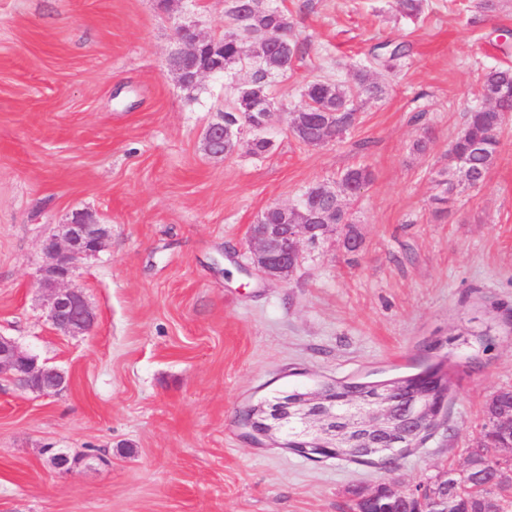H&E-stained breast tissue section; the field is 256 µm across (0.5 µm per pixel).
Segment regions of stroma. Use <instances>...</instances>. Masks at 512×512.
Returning a JSON list of instances; mask_svg holds the SVG:
<instances>
[{"mask_svg": "<svg viewBox=\"0 0 512 512\" xmlns=\"http://www.w3.org/2000/svg\"><path fill=\"white\" fill-rule=\"evenodd\" d=\"M271 3L306 43L270 80L280 112L310 81L348 82L380 44L410 55L375 69L384 92L342 138L308 147L282 120L269 154L216 159L203 132L252 69L188 90L168 58L180 23L222 37L227 0H0V336L65 376L48 397L0 377V512H345L353 487L408 492L462 468L485 401L512 387V119L485 183L439 199L484 73L512 66V0H426L415 17L398 0ZM359 165L374 180L346 203L358 250L333 233L302 242L289 280L250 272L248 229L268 206ZM78 213L110 233L73 280L96 325L65 336L36 271ZM442 359L445 423L391 467L244 437L242 409L288 387Z\"/></svg>", "mask_w": 512, "mask_h": 512, "instance_id": "stroma-1", "label": "stroma"}]
</instances>
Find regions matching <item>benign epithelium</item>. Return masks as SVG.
<instances>
[{"instance_id":"benign-epithelium-1","label":"benign epithelium","mask_w":512,"mask_h":512,"mask_svg":"<svg viewBox=\"0 0 512 512\" xmlns=\"http://www.w3.org/2000/svg\"><path fill=\"white\" fill-rule=\"evenodd\" d=\"M179 50L169 61L178 78L191 73L192 81L224 71V40L207 38L194 23L177 26ZM314 126L330 134L336 130V113H293L290 132L300 133ZM243 128L232 129L216 122L206 130L204 149L216 158H224V139L241 137ZM282 223L264 224L257 221L259 231H250L252 261L257 270L273 280H288L300 259L301 240L311 235L310 225L298 224L292 206L275 205ZM109 231L83 213L75 214L68 224H60L54 234L42 241L46 261L38 269V283L47 298V318L56 332L77 336L90 331L96 321L95 310L83 292L71 285L82 261L101 252ZM50 368L38 363L36 357L11 340L0 341V374L7 376L21 392L48 396L60 390L65 377L47 384ZM431 419V409L425 396L415 394L401 399L394 390L351 397L346 411L336 412L335 402L325 389L308 390L296 400L283 394L265 408L264 438L281 448H288V424L299 429V436L317 444L306 452L313 458L327 453L336 456V449L352 457L390 459V449L406 447L411 435L425 427ZM448 478L441 479L430 489L431 512H449Z\"/></svg>"}]
</instances>
